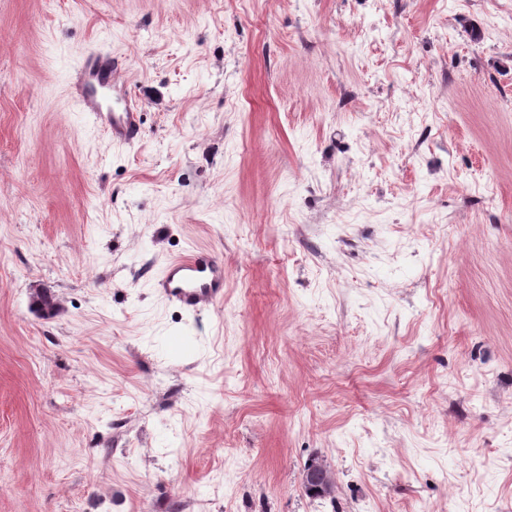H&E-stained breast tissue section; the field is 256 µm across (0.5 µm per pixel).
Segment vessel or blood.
Masks as SVG:
<instances>
[{"label":"vessel or blood","mask_w":512,"mask_h":512,"mask_svg":"<svg viewBox=\"0 0 512 512\" xmlns=\"http://www.w3.org/2000/svg\"><path fill=\"white\" fill-rule=\"evenodd\" d=\"M118 64L111 51L88 50L75 69V91L81 111L110 141L126 144L141 132V114L130 105L113 108L107 97L118 85ZM161 293L187 311L201 312L224 295V261L213 251L197 249L170 261L158 280Z\"/></svg>","instance_id":"b4317fda"}]
</instances>
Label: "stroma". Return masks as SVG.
Masks as SVG:
<instances>
[{
	"label": "stroma",
	"mask_w": 512,
	"mask_h": 512,
	"mask_svg": "<svg viewBox=\"0 0 512 512\" xmlns=\"http://www.w3.org/2000/svg\"><path fill=\"white\" fill-rule=\"evenodd\" d=\"M0 512H512V0H0ZM117 71V59L112 51L97 47L84 54L73 78L81 112H87L112 143L126 144L141 132V112L126 101L118 109L107 103V96H112L118 85ZM161 293L187 311L201 312L223 298L224 261L213 251L197 249L170 261L158 280ZM303 486L315 489L325 496H331L334 492L333 476L322 470L319 463L311 460L304 471Z\"/></svg>",
	"instance_id": "stroma-1"
}]
</instances>
